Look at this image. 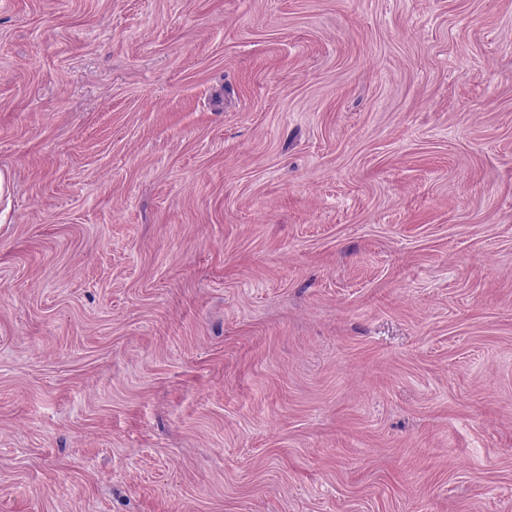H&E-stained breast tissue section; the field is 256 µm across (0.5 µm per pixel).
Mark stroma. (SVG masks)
<instances>
[{"label": "stroma", "instance_id": "1", "mask_svg": "<svg viewBox=\"0 0 512 512\" xmlns=\"http://www.w3.org/2000/svg\"><path fill=\"white\" fill-rule=\"evenodd\" d=\"M0 512H512V0H0Z\"/></svg>", "mask_w": 512, "mask_h": 512}]
</instances>
